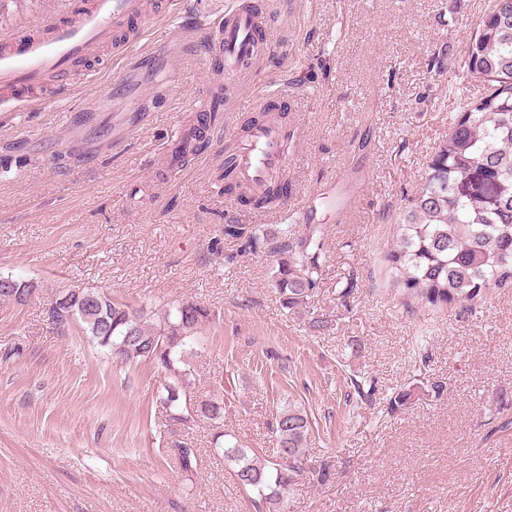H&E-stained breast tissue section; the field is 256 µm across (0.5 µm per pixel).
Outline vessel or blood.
<instances>
[{"mask_svg": "<svg viewBox=\"0 0 512 512\" xmlns=\"http://www.w3.org/2000/svg\"><path fill=\"white\" fill-rule=\"evenodd\" d=\"M64 7L46 18L36 34L0 35V89L33 91L67 88L70 67L95 57L98 48L112 43L121 50L137 44L150 18L145 0H62ZM210 53L224 65V78L235 82L270 51L267 20L254 0H234L219 26L205 37ZM288 126L276 113L242 131L228 129L239 141L234 175L243 188L263 191L285 175Z\"/></svg>", "mask_w": 512, "mask_h": 512, "instance_id": "obj_1", "label": "vessel or blood"}]
</instances>
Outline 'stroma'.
<instances>
[{
    "label": "stroma",
    "mask_w": 512,
    "mask_h": 512,
    "mask_svg": "<svg viewBox=\"0 0 512 512\" xmlns=\"http://www.w3.org/2000/svg\"><path fill=\"white\" fill-rule=\"evenodd\" d=\"M58 2L0 0V32ZM256 2L271 51L236 87L204 40L232 0H182L154 17L134 51L157 60L129 79L108 49L71 67L66 97H0V276L35 288L0 302V512H255L211 427L170 421L155 365L57 332L45 306L73 288L210 309L190 364L197 394L223 391L224 432L271 458L277 412L293 403L311 420L312 460L330 467L325 484L290 489L288 512H512V288L410 312L384 262L450 111L484 95L459 70L493 0ZM218 96L205 152L168 171L176 132ZM265 108L297 131L289 209L338 174L365 179L347 223L322 214L303 308L282 305L272 254L224 237L269 222L224 191V130ZM427 381L444 393L387 412L394 392ZM179 442L201 453L194 481L168 456Z\"/></svg>",
    "instance_id": "1"
}]
</instances>
